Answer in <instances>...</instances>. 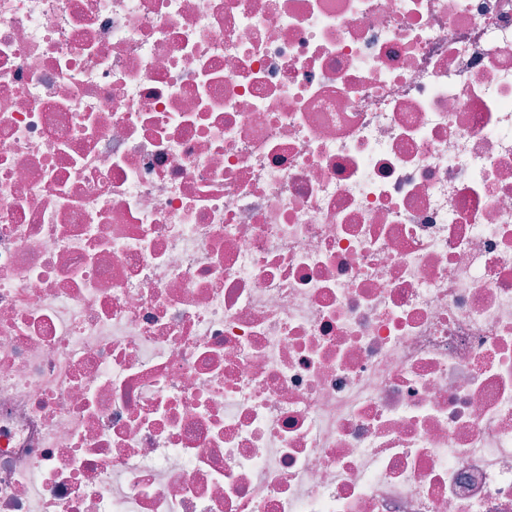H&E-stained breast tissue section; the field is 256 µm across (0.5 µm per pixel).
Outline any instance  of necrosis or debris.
<instances>
[{
    "mask_svg": "<svg viewBox=\"0 0 512 512\" xmlns=\"http://www.w3.org/2000/svg\"><path fill=\"white\" fill-rule=\"evenodd\" d=\"M0 512H512V0H0Z\"/></svg>",
    "mask_w": 512,
    "mask_h": 512,
    "instance_id": "obj_1",
    "label": "necrosis or debris"
}]
</instances>
